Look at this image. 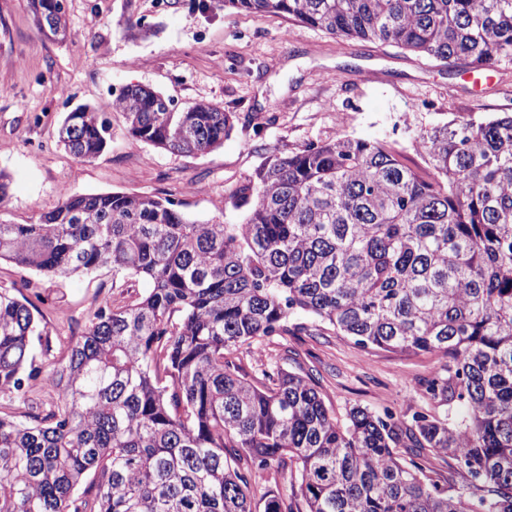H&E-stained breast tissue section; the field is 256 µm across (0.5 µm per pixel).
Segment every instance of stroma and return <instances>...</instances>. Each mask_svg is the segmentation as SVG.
Returning a JSON list of instances; mask_svg holds the SVG:
<instances>
[{"label":"stroma","instance_id":"35a3bbf8","mask_svg":"<svg viewBox=\"0 0 512 512\" xmlns=\"http://www.w3.org/2000/svg\"><path fill=\"white\" fill-rule=\"evenodd\" d=\"M68 38L36 29L27 0H0V171L9 179L0 214L26 224L64 193L120 192L167 198L193 220L242 223L236 188L270 154L349 136L380 140L428 175L414 146L419 129L452 120L512 113V61L479 84L391 44L334 38L288 19L227 8L210 0H67ZM146 33L133 39L127 23ZM152 87L175 108L207 101L235 113L223 145L205 155L173 154L133 137L122 113L108 112L111 140L91 162L57 141L76 105L100 106L127 85ZM31 281L25 295L53 332H81L96 304L111 298L112 274L50 277L0 262V285ZM248 374L274 359L311 377L344 418L354 406L411 421L433 413L425 385L442 358L363 349L303 313L288 332L264 338L260 353L235 352Z\"/></svg>","mask_w":512,"mask_h":512}]
</instances>
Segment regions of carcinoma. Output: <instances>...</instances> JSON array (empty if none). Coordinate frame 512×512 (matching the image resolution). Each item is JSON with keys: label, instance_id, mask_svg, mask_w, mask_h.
Wrapping results in <instances>:
<instances>
[{"label": "carcinoma", "instance_id": "carcinoma-1", "mask_svg": "<svg viewBox=\"0 0 512 512\" xmlns=\"http://www.w3.org/2000/svg\"><path fill=\"white\" fill-rule=\"evenodd\" d=\"M222 2L459 74L512 61V0ZM28 6L45 37H67L60 0ZM110 109L132 136L184 155L221 146L236 120L141 85ZM110 138L88 106L58 130L84 162ZM415 141L426 179L382 141L271 155L233 195L240 224L125 193H70L29 224L0 216V261L151 285L103 300L55 347L21 289L0 287V512H512V114ZM296 311L363 348L448 359L426 386L435 412L405 426L353 406L341 424L311 378L271 360L256 381L228 360L261 351ZM26 378L48 398H27ZM425 451L470 483L433 481ZM261 478L289 480L290 502L253 494Z\"/></svg>", "mask_w": 512, "mask_h": 512}]
</instances>
